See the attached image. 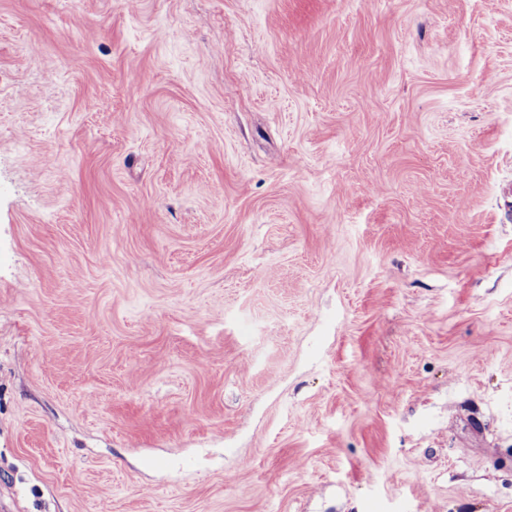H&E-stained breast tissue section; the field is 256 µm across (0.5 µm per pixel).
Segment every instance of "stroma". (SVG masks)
<instances>
[{"mask_svg":"<svg viewBox=\"0 0 512 512\" xmlns=\"http://www.w3.org/2000/svg\"><path fill=\"white\" fill-rule=\"evenodd\" d=\"M0 512H512V0H0Z\"/></svg>","mask_w":512,"mask_h":512,"instance_id":"1","label":"stroma"}]
</instances>
